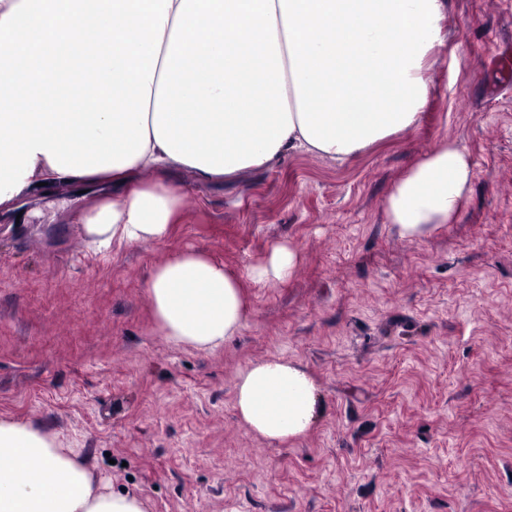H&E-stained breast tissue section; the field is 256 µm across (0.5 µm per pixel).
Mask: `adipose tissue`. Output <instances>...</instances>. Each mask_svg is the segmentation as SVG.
I'll list each match as a JSON object with an SVG mask.
<instances>
[{
    "label": "adipose tissue",
    "instance_id": "ef3b65f1",
    "mask_svg": "<svg viewBox=\"0 0 512 512\" xmlns=\"http://www.w3.org/2000/svg\"><path fill=\"white\" fill-rule=\"evenodd\" d=\"M447 12L448 0H0V220L39 184L93 186L75 218L89 249L161 243L185 208L171 171L219 182L295 150L345 164L418 124ZM472 180L468 150L443 143L395 184L388 219L424 236L453 221ZM297 260L279 246L240 275L181 252L147 281L156 325L174 345L216 349L244 324V280L283 279ZM317 401L282 358L236 377L239 419L268 442L306 434ZM0 456L13 461L0 512H148L39 428L0 419Z\"/></svg>",
    "mask_w": 512,
    "mask_h": 512
}]
</instances>
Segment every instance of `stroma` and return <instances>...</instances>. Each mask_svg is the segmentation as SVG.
<instances>
[{
  "label": "stroma",
  "instance_id": "35a3bbf8",
  "mask_svg": "<svg viewBox=\"0 0 512 512\" xmlns=\"http://www.w3.org/2000/svg\"><path fill=\"white\" fill-rule=\"evenodd\" d=\"M419 124L343 166L287 154L235 183L171 182L166 242L89 251L96 193L56 186L0 226V419L81 451L149 512H512V0H448ZM474 179L453 223L405 238L385 200L442 142ZM285 244V280L248 285L219 349L161 336L153 268L186 249L238 273ZM280 357L315 380L303 437L271 444L234 408L237 374Z\"/></svg>",
  "mask_w": 512,
  "mask_h": 512
}]
</instances>
